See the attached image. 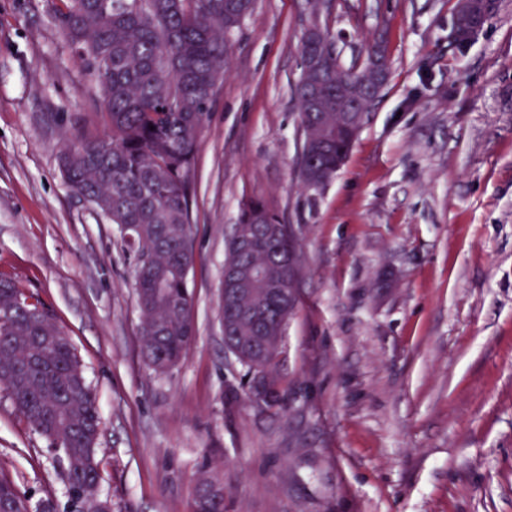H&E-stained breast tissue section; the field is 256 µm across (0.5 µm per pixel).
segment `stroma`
<instances>
[{
  "label": "stroma",
  "instance_id": "1",
  "mask_svg": "<svg viewBox=\"0 0 512 512\" xmlns=\"http://www.w3.org/2000/svg\"><path fill=\"white\" fill-rule=\"evenodd\" d=\"M59 0H0V277L68 334L99 407L100 498L192 512H512V0L465 49L457 0H334L343 65L383 37V97L333 180L296 172L294 87L307 0H256L190 175L195 337L156 374L139 349L133 259L65 184L50 113L92 84L53 20ZM262 201L292 225L297 303L282 402H246L224 346L226 242ZM0 473L64 500L59 464L0 387ZM195 512H224V482L218 475H204L195 492Z\"/></svg>",
  "mask_w": 512,
  "mask_h": 512
}]
</instances>
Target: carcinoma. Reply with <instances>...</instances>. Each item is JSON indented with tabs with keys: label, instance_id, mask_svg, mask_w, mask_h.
Wrapping results in <instances>:
<instances>
[{
	"label": "carcinoma",
	"instance_id": "carcinoma-1",
	"mask_svg": "<svg viewBox=\"0 0 512 512\" xmlns=\"http://www.w3.org/2000/svg\"><path fill=\"white\" fill-rule=\"evenodd\" d=\"M53 16L94 87L91 121L80 117L62 129L66 141L61 172L70 189L117 226L133 256L134 288L141 323L143 360L164 374L186 355L193 339L191 298L183 269L194 262L190 249L188 175L208 119L213 89L229 66L231 39L252 12L254 0H61ZM317 33L298 47L303 61L295 86L301 92L320 80L341 86L358 104L355 120L336 110L302 122L298 176L319 194L345 161L370 108L383 96L389 70L374 45L365 60L343 65L333 36L311 0ZM280 217L259 201L241 210L227 243L226 268L260 265L269 255L298 262L295 236L257 241L252 252L237 248V235L255 224H279ZM274 335L284 333L296 299L268 296ZM224 343L237 352L245 375L261 374L280 388L279 355L239 340L251 335L237 308L223 304ZM53 336L48 353L42 339ZM0 386L32 429L59 444L66 501L42 500L36 512H79L81 495L97 492L100 481V420L75 347L50 311L32 294L0 278ZM0 498L17 512H29L15 483L0 474ZM194 512H224V482L200 478Z\"/></svg>",
	"mask_w": 512,
	"mask_h": 512
}]
</instances>
